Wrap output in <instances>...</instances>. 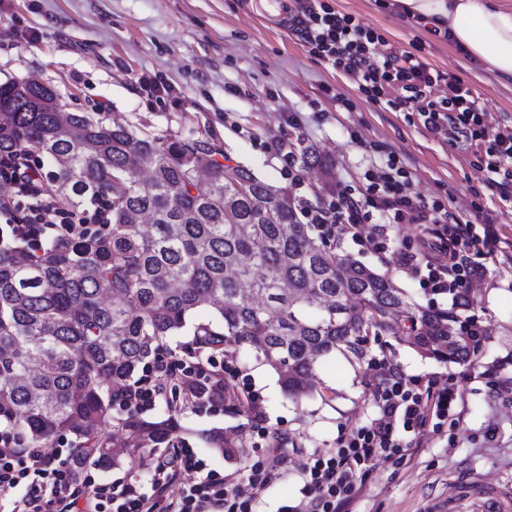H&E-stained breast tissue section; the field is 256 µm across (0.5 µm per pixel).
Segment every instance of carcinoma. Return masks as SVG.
Returning a JSON list of instances; mask_svg holds the SVG:
<instances>
[{"instance_id":"carcinoma-1","label":"carcinoma","mask_w":512,"mask_h":512,"mask_svg":"<svg viewBox=\"0 0 512 512\" xmlns=\"http://www.w3.org/2000/svg\"><path fill=\"white\" fill-rule=\"evenodd\" d=\"M0 107V153L46 160L52 194L74 215L91 201L109 209L102 227L50 237L37 254L0 233V436L16 448L69 434L85 460L111 469L173 445V410L149 420L120 403L201 311L198 349L254 354L295 399L312 391L321 357L360 364L367 337L383 330L403 325L418 354L463 364L489 335L464 316L476 296L448 311L412 303L301 222L291 190L221 163L205 139L61 112L36 80L1 84ZM179 387L199 405L252 413L228 380L217 388L186 375ZM206 443L234 453L222 429Z\"/></svg>"}]
</instances>
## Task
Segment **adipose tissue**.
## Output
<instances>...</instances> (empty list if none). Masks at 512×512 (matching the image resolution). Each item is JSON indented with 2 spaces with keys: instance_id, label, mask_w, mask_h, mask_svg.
Instances as JSON below:
<instances>
[{
  "instance_id": "obj_1",
  "label": "adipose tissue",
  "mask_w": 512,
  "mask_h": 512,
  "mask_svg": "<svg viewBox=\"0 0 512 512\" xmlns=\"http://www.w3.org/2000/svg\"><path fill=\"white\" fill-rule=\"evenodd\" d=\"M415 21L434 25L474 68L512 84V0H397Z\"/></svg>"
}]
</instances>
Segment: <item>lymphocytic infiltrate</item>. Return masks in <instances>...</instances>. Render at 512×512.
<instances>
[{"label":"lymphocytic infiltrate","instance_id":"obj_1","mask_svg":"<svg viewBox=\"0 0 512 512\" xmlns=\"http://www.w3.org/2000/svg\"><path fill=\"white\" fill-rule=\"evenodd\" d=\"M291 30L309 53L347 73L372 102L398 108L418 103L424 127L454 146L474 150L489 186L512 191V133L500 132L487 110L457 75L442 74L409 52L383 51V38L360 18L335 10L329 0H292ZM448 94L432 100L439 85ZM365 194L343 188L329 203L313 207L311 223L326 224L340 238L366 249L382 248L387 224H416L421 248L401 253L400 270L417 278L423 289L459 295L477 267L465 253L478 238L471 222L456 219L445 205L431 203L412 189L403 157L382 152ZM0 184L10 189L0 198V218L16 236L39 248L47 233L75 236L67 210L51 197L49 178L39 167L25 166L16 155L0 154ZM180 362L158 361L144 369L129 389V409H150L163 378ZM372 400L376 413L363 426L344 432L335 447L315 453L302 469L303 486L282 512H349L363 476L380 457L418 448L426 427L456 415L457 391L435 380L408 378L397 365L372 362ZM75 448L19 451L0 439V495L13 494L12 512H253L252 504L279 475L278 462H254L246 482L217 473L203 474L194 449L177 448L152 468L150 491L128 482L78 476Z\"/></svg>","mask_w":512,"mask_h":512}]
</instances>
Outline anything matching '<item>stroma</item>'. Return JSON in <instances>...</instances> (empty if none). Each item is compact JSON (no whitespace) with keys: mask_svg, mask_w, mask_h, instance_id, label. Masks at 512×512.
<instances>
[{"mask_svg":"<svg viewBox=\"0 0 512 512\" xmlns=\"http://www.w3.org/2000/svg\"><path fill=\"white\" fill-rule=\"evenodd\" d=\"M390 2L330 0L336 10L362 18L389 48L461 77L493 125L512 131V86L469 68L447 39ZM29 78L56 89L71 112L97 109L156 135L193 130L221 149L226 164L246 167L311 204L327 192L319 166L302 160L306 148L331 163L336 185L358 192L379 151H394L405 158L415 192L450 203L476 230L492 227L495 242L475 257L484 271L470 281L480 300L473 315L490 330L475 364L421 356L400 335L370 337L368 356H387L409 377L453 384L462 412L443 421L424 447L379 461L350 510L428 512L447 499L457 479L471 475L512 484V195L485 183L472 151L425 128L414 107L393 110L368 101L347 74L310 55L287 19L265 13L258 0H0V84ZM144 79L163 84L166 93L148 96L140 88ZM417 232L414 224L385 225L379 253L349 239L342 246L356 261L390 274L412 301L449 309L451 296L423 290L397 267L400 252L415 251ZM231 366L234 383H252L261 417L181 397L180 440L207 470L239 478L261 459L271 436L286 438L288 460L254 506V512H279L299 497L301 469L312 454L335 447L343 431L373 417L372 370L338 354L323 358L317 380L335 392L326 402L314 393L288 398L277 374L255 356L233 358ZM262 371L264 384L257 381ZM214 428L236 443L232 457L206 447Z\"/></svg>","mask_w":512,"mask_h":512,"instance_id":"35a3bbf8","label":"stroma"}]
</instances>
